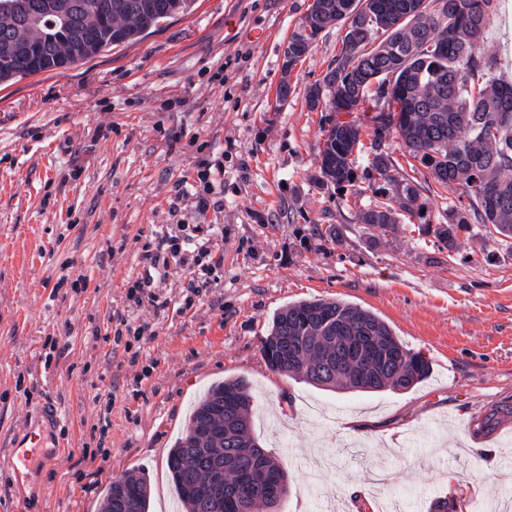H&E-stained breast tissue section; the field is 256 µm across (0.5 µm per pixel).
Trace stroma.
Here are the masks:
<instances>
[{
    "label": "stroma",
    "mask_w": 512,
    "mask_h": 512,
    "mask_svg": "<svg viewBox=\"0 0 512 512\" xmlns=\"http://www.w3.org/2000/svg\"><path fill=\"white\" fill-rule=\"evenodd\" d=\"M313 0H196L160 30L78 63L0 85V454L29 417L55 405L54 470L33 480L32 512H103L112 482L145 473L150 512H183L166 459L193 402L243 379L252 434L283 464L281 512H322L359 499L386 467L409 512L439 498L457 512H512V426L471 446L469 422L512 401V245L473 240L455 255L418 224H435L455 190L425 196L419 222L373 236L354 202L378 186L357 168L355 192L318 188L326 124L304 89L339 55L344 28L322 31L276 93L283 51ZM484 43L512 81V0ZM221 165L224 206L199 212L176 186L201 162ZM179 201L178 216L169 205ZM223 229L224 263L203 300L182 306L168 277L159 311L130 306L142 246L176 222ZM338 228L341 240L324 233ZM323 298L381 317L431 363L399 392L327 390L271 371L261 353L274 312ZM156 335L137 365L113 348L118 318ZM361 423L348 432L347 419ZM95 459L74 460L81 449Z\"/></svg>",
    "instance_id": "obj_1"
}]
</instances>
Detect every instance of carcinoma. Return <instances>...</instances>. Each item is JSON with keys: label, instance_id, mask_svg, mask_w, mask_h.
<instances>
[{"label": "carcinoma", "instance_id": "cac0c4a2", "mask_svg": "<svg viewBox=\"0 0 512 512\" xmlns=\"http://www.w3.org/2000/svg\"><path fill=\"white\" fill-rule=\"evenodd\" d=\"M191 0H0V82L87 60L168 18ZM495 0H313L303 26L288 40L279 102L293 93L288 75L318 35L332 25L346 33L340 54L321 81L305 89L309 110L366 111L373 138L362 142L357 119L334 120L323 130L318 187L355 181L354 152L367 156L382 200L355 206V223L385 235L421 215L425 186L403 175L383 149L393 132L412 168L457 190L437 224L420 231L455 254L460 234L512 240V84L496 77L497 58L484 47ZM481 76L472 84L470 78ZM261 353L273 372H291L313 386L345 382L361 392L403 391L425 379L430 363L402 345L384 320L357 305L316 299L278 311ZM251 400L241 379L210 388L190 414L185 434L168 454V468L187 512H225L240 501L245 512L274 509L275 482L256 478L262 461L250 432ZM502 423L490 409L474 432ZM143 475L112 482L105 512H148Z\"/></svg>", "mask_w": 512, "mask_h": 512}]
</instances>
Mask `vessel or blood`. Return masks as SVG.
<instances>
[{
  "instance_id": "b4317fda",
  "label": "vessel or blood",
  "mask_w": 512,
  "mask_h": 512,
  "mask_svg": "<svg viewBox=\"0 0 512 512\" xmlns=\"http://www.w3.org/2000/svg\"><path fill=\"white\" fill-rule=\"evenodd\" d=\"M58 423L57 411L46 407L39 409L7 452L0 455V468L9 474L17 491L14 512H30L27 492L33 487V474L54 466L59 457L58 447L46 443Z\"/></svg>"
}]
</instances>
